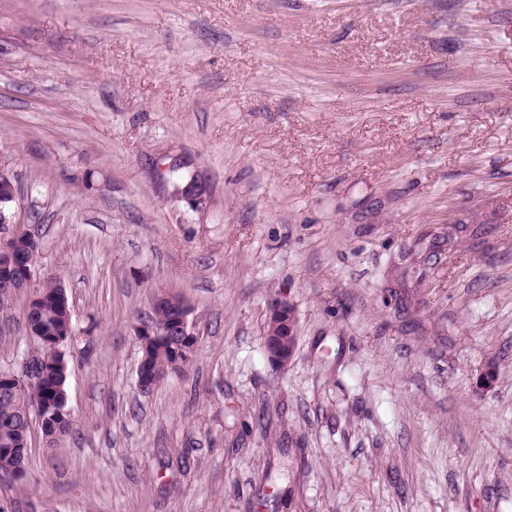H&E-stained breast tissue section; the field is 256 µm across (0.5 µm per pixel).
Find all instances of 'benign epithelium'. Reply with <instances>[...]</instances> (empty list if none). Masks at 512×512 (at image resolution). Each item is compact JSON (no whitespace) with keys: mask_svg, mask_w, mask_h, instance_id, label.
Instances as JSON below:
<instances>
[{"mask_svg":"<svg viewBox=\"0 0 512 512\" xmlns=\"http://www.w3.org/2000/svg\"><path fill=\"white\" fill-rule=\"evenodd\" d=\"M7 188L8 193L0 192V223L4 225L3 236L0 237V286L9 289L15 297L31 287L34 269L25 263L20 250L22 232L11 231L9 226L19 224L16 219L14 206L17 202L18 188L14 173L0 163V189ZM153 306L158 310L172 308L177 312L176 317L167 325L159 324L149 318L139 324L137 338L141 346L159 344L162 337L172 334L186 336L197 340L193 331V309L181 297L170 292L162 291L155 295ZM297 335V315L294 306L286 300H280L272 305L266 321L262 350L272 367L284 369L292 361L296 347L289 344V337ZM40 366L33 361L31 355H26L19 374L10 376V380L21 388L39 379ZM161 383L151 369L148 357H141L137 369V387L143 394H149Z\"/></svg>","mask_w":512,"mask_h":512,"instance_id":"benign-epithelium-1","label":"benign epithelium"}]
</instances>
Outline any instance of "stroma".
Here are the masks:
<instances>
[{
    "label": "stroma",
    "mask_w": 512,
    "mask_h": 512,
    "mask_svg": "<svg viewBox=\"0 0 512 512\" xmlns=\"http://www.w3.org/2000/svg\"><path fill=\"white\" fill-rule=\"evenodd\" d=\"M0 163L73 327L5 512H512V0H0ZM153 306L158 310L172 308L177 312V315L167 326L149 318L142 320L137 330L139 343L144 348L148 344H160L162 337L169 336L171 333L170 341L167 345L163 346V350L158 347L154 349L148 347L147 352L151 358L153 369L159 375L167 377L170 373H184L193 360L196 347L192 348V345H186V348H184V352L188 354L190 361L187 367H181L176 364V359L169 352L168 347L172 343L178 344L181 342L180 338L176 336H186L197 343V336L193 331V309L183 298L175 297L174 293L165 291L155 295ZM289 336H298L296 310L281 300L269 310L262 343L263 353L275 369L286 368L295 355L296 346L289 344Z\"/></svg>",
    "instance_id": "stroma-1"
}]
</instances>
